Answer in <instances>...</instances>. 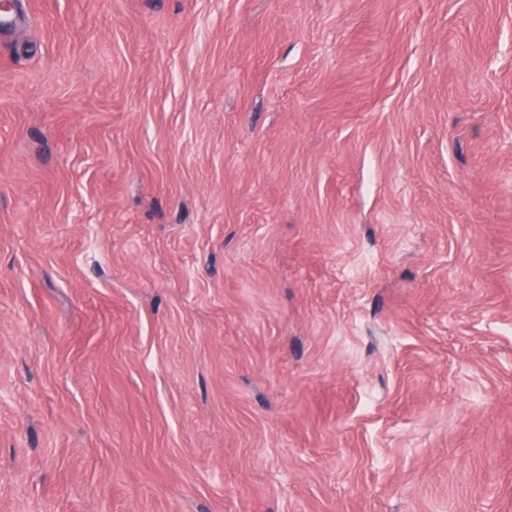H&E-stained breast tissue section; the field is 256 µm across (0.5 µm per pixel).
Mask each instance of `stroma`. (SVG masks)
Masks as SVG:
<instances>
[{
	"label": "stroma",
	"instance_id": "stroma-1",
	"mask_svg": "<svg viewBox=\"0 0 512 512\" xmlns=\"http://www.w3.org/2000/svg\"><path fill=\"white\" fill-rule=\"evenodd\" d=\"M0 512H512V0H17Z\"/></svg>",
	"mask_w": 512,
	"mask_h": 512
}]
</instances>
